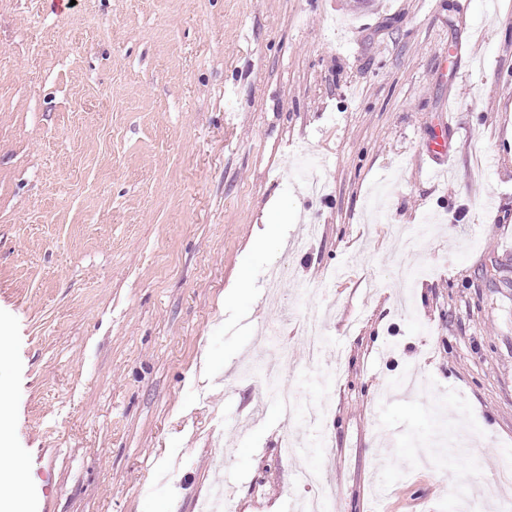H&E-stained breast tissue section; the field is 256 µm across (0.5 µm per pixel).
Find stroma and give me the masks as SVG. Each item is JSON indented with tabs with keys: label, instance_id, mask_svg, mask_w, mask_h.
<instances>
[{
	"label": "stroma",
	"instance_id": "obj_1",
	"mask_svg": "<svg viewBox=\"0 0 512 512\" xmlns=\"http://www.w3.org/2000/svg\"><path fill=\"white\" fill-rule=\"evenodd\" d=\"M509 72L512 0H0L1 428L33 512H198L218 476L234 512H295L306 469L336 512L495 486ZM272 201L286 241L247 252ZM267 329L321 427L261 401Z\"/></svg>",
	"mask_w": 512,
	"mask_h": 512
}]
</instances>
